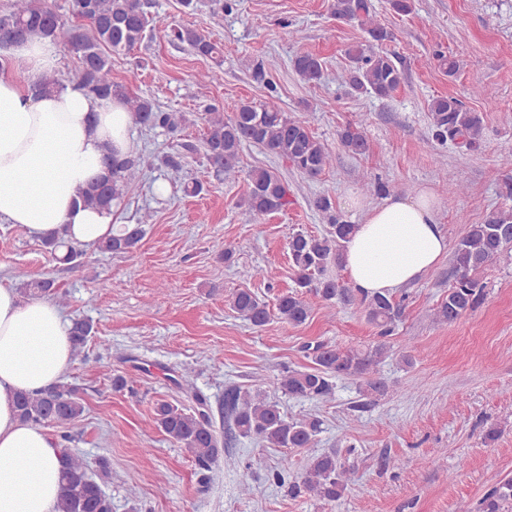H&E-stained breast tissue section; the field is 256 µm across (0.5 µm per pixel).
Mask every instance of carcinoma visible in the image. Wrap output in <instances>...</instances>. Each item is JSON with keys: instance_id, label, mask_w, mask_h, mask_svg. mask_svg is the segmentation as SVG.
<instances>
[{"instance_id": "carcinoma-1", "label": "carcinoma", "mask_w": 512, "mask_h": 512, "mask_svg": "<svg viewBox=\"0 0 512 512\" xmlns=\"http://www.w3.org/2000/svg\"><path fill=\"white\" fill-rule=\"evenodd\" d=\"M149 0H71L70 14L75 24L58 14L48 0H11L9 10L0 16V45L20 43L32 35L54 39L65 38L68 49L77 54L82 68L74 77L86 93L101 99L121 100L135 123L174 134L187 122L182 112H165L152 100L132 95L127 87L112 81V65L107 51H129L140 45L154 28ZM332 15L357 23L375 42L390 34L380 27L371 11L369 0H331ZM170 41L186 45L198 56L222 67L224 51L221 44L194 28L174 25L167 29ZM345 55L348 65L339 79L352 91L390 96L399 86L401 74L392 59L374 50L373 45L357 43ZM293 68L302 80L311 83L321 79L323 61L312 54L295 57ZM55 73L41 75L32 85L46 93L62 85ZM432 138L440 144L453 142L468 151H477L484 143L485 124L480 112L465 109L453 96H438L428 103ZM204 156L216 175L234 180L240 173V156L246 145L261 147L267 153L289 162L294 170L308 179L319 177L333 165L334 154L318 140L307 122L289 115L270 102L244 101L229 117L215 107L205 117ZM342 146L355 155L367 150L363 120L345 125L339 132ZM163 163L168 179L183 182L188 194L203 190L198 181L185 180L184 157L167 155ZM107 177L95 179L82 196L84 206L109 208L124 198L140 179V161L112 160ZM244 204L254 220L260 222L288 206V182L270 168L257 167L246 175ZM314 208L326 219L329 229L322 236L293 234L288 241L292 265L296 270L295 289L277 297V317L284 323L299 326L307 321L311 307L307 296L313 295L327 305L336 302H359L367 320L387 337L405 317V299L391 295H363L357 288L342 284L329 275L332 267L342 266L344 243L354 232L336 214L330 197L319 195ZM154 214L144 211L136 224L121 227L119 233L96 245L104 253H128L136 248L144 233L143 225L153 222ZM51 250L63 251L61 260L73 263L83 255L80 246L62 238L45 242ZM512 252V207L489 211L480 224L467 225L464 235L453 248L454 281L447 294L433 309V320L452 323L475 310L484 296L478 274L488 264ZM30 298L56 299L54 283L32 278L19 287ZM230 308L244 316L255 327L265 326L271 312L267 304L248 289L230 295ZM92 332L86 321H76L70 328L75 353H80ZM311 366L303 370L285 368L279 375L248 388L232 386L224 392V418L230 436L249 438L268 448H311L321 432V420L314 414L298 419L287 417L272 393L322 403L335 394L336 380L356 376L364 380V392L385 391V382L378 377V366L387 353L385 343L368 348L338 346L321 341L305 345ZM20 417L35 425H71L82 417L85 406L76 391L64 383L40 391L20 392L16 396ZM155 420L160 431L185 449L196 467L209 472L224 453L226 442L218 437L207 411L206 400L196 397V406L181 409L166 401L155 407ZM62 494L56 512H112V501L93 476L84 457L69 449L61 456ZM288 475V459L273 472L283 483ZM354 481V467L342 460L334 449L314 454L300 473L288 482V494L296 497L305 492L324 502L343 498ZM479 512H512V479L499 482L488 490L478 505Z\"/></svg>"}]
</instances>
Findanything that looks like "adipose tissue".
Returning <instances> with one entry per match:
<instances>
[{
    "label": "adipose tissue",
    "mask_w": 512,
    "mask_h": 512,
    "mask_svg": "<svg viewBox=\"0 0 512 512\" xmlns=\"http://www.w3.org/2000/svg\"><path fill=\"white\" fill-rule=\"evenodd\" d=\"M59 44L35 35L14 47L16 67L52 71ZM134 121L122 101L101 100L65 83L34 95L0 73V221L45 240L64 235L93 246L110 235L112 211L80 197L108 156L125 157ZM360 219L343 250V269L362 294H391L420 279L448 252L438 202L426 190L376 204L352 198ZM70 325L45 299H23L0 284V512H56L62 482L59 447L42 426L22 421L19 392L59 382L72 357Z\"/></svg>",
    "instance_id": "adipose-tissue-1"
}]
</instances>
